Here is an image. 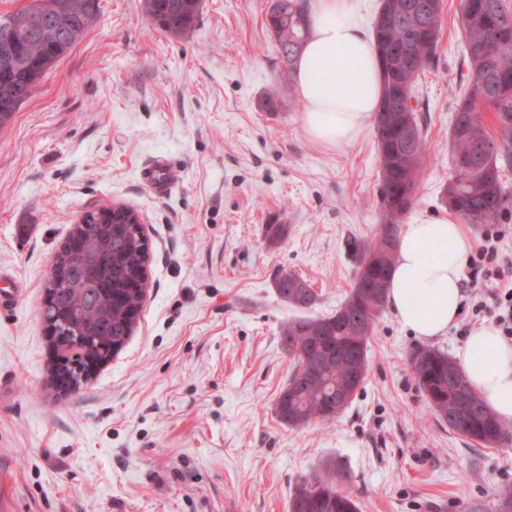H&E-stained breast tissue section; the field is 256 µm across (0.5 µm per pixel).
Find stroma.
<instances>
[{
  "label": "stroma",
  "instance_id": "35a3bbf8",
  "mask_svg": "<svg viewBox=\"0 0 512 512\" xmlns=\"http://www.w3.org/2000/svg\"><path fill=\"white\" fill-rule=\"evenodd\" d=\"M443 4L412 101L427 144L416 212L444 209L465 85L459 0ZM98 5L0 130V289L20 291L0 313V512H288L296 482L328 460L350 473L358 512H468L512 486V439L479 450L437 420L409 364L424 341L389 309L335 424L278 420L280 329L299 311L275 279L288 270L311 285L312 317L345 300L350 243L382 222L372 129L339 150L309 138L268 0H203L185 40L139 0ZM159 156L176 165L164 198L139 175ZM113 202L143 224L149 288L123 350L64 394L50 382L46 276L81 215ZM270 224L287 236L270 242Z\"/></svg>",
  "mask_w": 512,
  "mask_h": 512
}]
</instances>
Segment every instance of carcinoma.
Returning <instances> with one entry per match:
<instances>
[{
  "label": "carcinoma",
  "mask_w": 512,
  "mask_h": 512,
  "mask_svg": "<svg viewBox=\"0 0 512 512\" xmlns=\"http://www.w3.org/2000/svg\"><path fill=\"white\" fill-rule=\"evenodd\" d=\"M305 0H271L268 29L286 68L293 69L309 35ZM409 0H382L373 39L382 79L379 110L394 96L415 98L416 81L430 64L443 26L444 8L418 20L430 32L420 37L403 12ZM98 0H30L18 9L0 14V129L13 119L20 106L38 86L35 73L50 61L63 58L84 36L97 11ZM144 16L173 39H188L196 30L201 9L194 0H140ZM66 13L69 32L58 30L52 19ZM459 12L465 51L463 65L471 76L464 100L455 112L450 130L453 178L445 189L450 209L469 224H499L512 192L502 182L503 166H512V4L508 0H460ZM20 56V62L13 55ZM482 104L495 114L497 135L485 126ZM372 133L380 160V208L384 222L367 244L354 243L357 256L356 281L346 301L328 317L297 316L281 328L283 351L290 357L288 382L279 393L275 414L293 427L312 422L331 425L340 412V394L354 396L352 365L367 363L366 348L377 318L387 305L386 293L373 285H386L394 262L403 216L412 205L421 163L426 153L425 132L415 108L391 123L373 121ZM85 237L101 243L95 262L86 266L81 241L74 239L69 250L57 254L47 285L59 294L57 312L74 316L82 342L78 357H95L112 342L127 344V309L141 307L143 298L132 285L149 260V243L139 224L88 222ZM74 262L99 286V303L85 306L87 291L80 278L67 270ZM276 289L290 306L308 310L317 295L302 277L278 274ZM410 367L417 386L436 418L448 428L481 446H494L512 437L479 395L469 387V378L443 351L423 347L415 350ZM323 474L298 481L289 499V512H357V504L343 490L350 479L345 468L332 460ZM512 512V489L495 491L492 504L473 506L471 512Z\"/></svg>",
  "instance_id": "cac0c4a2"
}]
</instances>
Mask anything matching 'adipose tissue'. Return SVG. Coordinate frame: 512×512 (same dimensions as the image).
<instances>
[{
  "mask_svg": "<svg viewBox=\"0 0 512 512\" xmlns=\"http://www.w3.org/2000/svg\"><path fill=\"white\" fill-rule=\"evenodd\" d=\"M310 36L294 65L303 122L320 146L352 143L378 110L382 82L377 52L354 0H312ZM342 75L346 94L327 92ZM471 241L462 224L446 214L422 213L405 224L387 283V303L418 338L445 335L461 316L463 270ZM456 366L499 420L512 421V344L495 326L470 329L454 349Z\"/></svg>",
  "mask_w": 512,
  "mask_h": 512,
  "instance_id": "1",
  "label": "adipose tissue"
}]
</instances>
